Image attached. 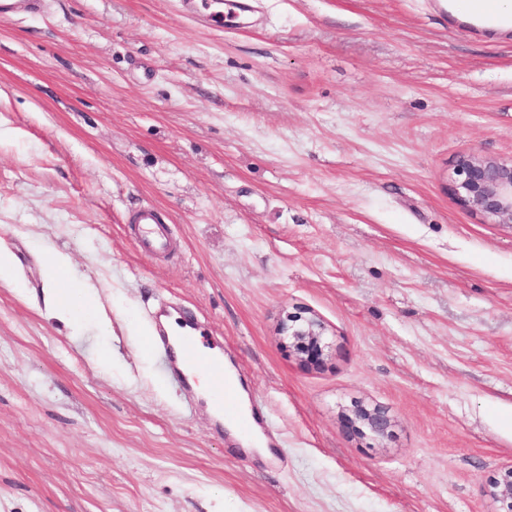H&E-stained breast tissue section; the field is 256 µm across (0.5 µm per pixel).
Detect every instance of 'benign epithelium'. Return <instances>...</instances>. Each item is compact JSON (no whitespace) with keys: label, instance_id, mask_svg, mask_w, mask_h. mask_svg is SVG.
<instances>
[{"label":"benign epithelium","instance_id":"benign-epithelium-1","mask_svg":"<svg viewBox=\"0 0 512 512\" xmlns=\"http://www.w3.org/2000/svg\"><path fill=\"white\" fill-rule=\"evenodd\" d=\"M451 190L466 208L490 223H512V160L471 152L459 156L453 166ZM279 334L288 341L300 360L320 365L331 345L326 340V326L314 313L298 308L286 315L279 325ZM347 421L358 433L374 437L389 436L392 420L378 407L356 405ZM489 495L496 504L495 512H512V468L495 478Z\"/></svg>","mask_w":512,"mask_h":512}]
</instances>
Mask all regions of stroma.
Masks as SVG:
<instances>
[{
	"label": "stroma",
	"instance_id": "35a3bbf8",
	"mask_svg": "<svg viewBox=\"0 0 512 512\" xmlns=\"http://www.w3.org/2000/svg\"><path fill=\"white\" fill-rule=\"evenodd\" d=\"M44 0L0 19V512H493L512 467V224L450 192L512 158V31L438 0ZM154 206L175 243L143 253ZM77 298L48 308L50 258ZM325 322L304 365L277 324ZM224 350L271 457L152 344ZM376 405L388 437L343 418ZM185 4L205 27L217 30L240 28L241 20L252 13L250 0H186Z\"/></svg>",
	"mask_w": 512,
	"mask_h": 512
}]
</instances>
